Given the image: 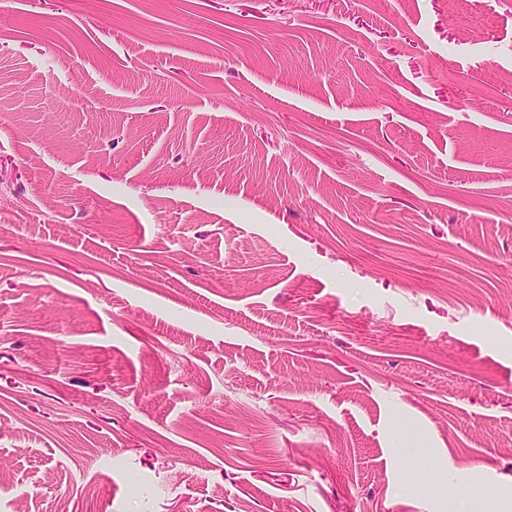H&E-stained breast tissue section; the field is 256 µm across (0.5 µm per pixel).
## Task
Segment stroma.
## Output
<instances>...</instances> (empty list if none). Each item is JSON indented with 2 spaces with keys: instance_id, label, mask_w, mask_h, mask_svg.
Segmentation results:
<instances>
[{
  "instance_id": "1",
  "label": "stroma",
  "mask_w": 512,
  "mask_h": 512,
  "mask_svg": "<svg viewBox=\"0 0 512 512\" xmlns=\"http://www.w3.org/2000/svg\"><path fill=\"white\" fill-rule=\"evenodd\" d=\"M0 512H512V0H0Z\"/></svg>"
}]
</instances>
